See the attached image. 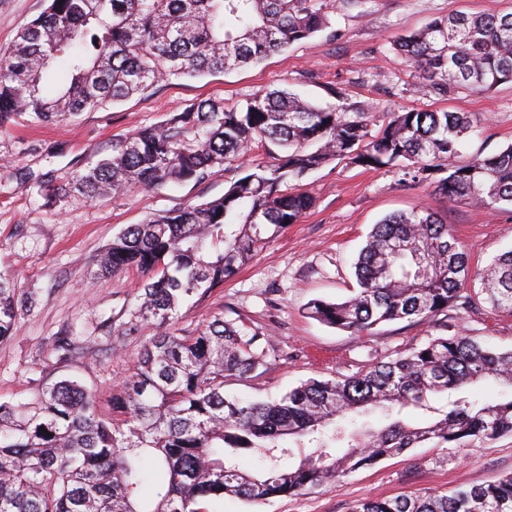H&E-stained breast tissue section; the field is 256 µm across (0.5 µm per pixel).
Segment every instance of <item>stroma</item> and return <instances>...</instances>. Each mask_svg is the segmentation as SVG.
Masks as SVG:
<instances>
[{
    "instance_id": "stroma-1",
    "label": "stroma",
    "mask_w": 512,
    "mask_h": 512,
    "mask_svg": "<svg viewBox=\"0 0 512 512\" xmlns=\"http://www.w3.org/2000/svg\"><path fill=\"white\" fill-rule=\"evenodd\" d=\"M44 0H0V48L42 11ZM512 0H368L342 10L333 29L296 43L259 65L201 79L160 83L143 95L85 112L65 123L0 128V272L14 274L23 308L14 335L0 342V399L28 396L36 384L80 379L100 410L132 373L158 327L141 320L132 335L135 295L143 280L130 270L99 276L94 256L130 224L224 193L237 173L217 168L203 182L130 188L90 200L48 198L51 186L111 154L112 143L157 126L185 104L237 100L259 91L288 89L325 104L328 87L340 88L354 112L367 113L377 132L386 112L448 110L475 114L477 126L464 155H490L512 144V82L491 89L459 90L440 101L418 92V71L396 50L398 36L433 17L506 14ZM298 187L314 201L224 285L194 298L183 320L192 328L215 318L243 320L265 336V361L247 378L227 380L226 394L247 401L272 400L310 379L349 376L422 347L443 331H461L487 346L512 348V314L485 303L449 309L431 320L396 321L354 336L311 318L316 299L340 301L355 284L352 262L374 224L384 216L427 207L446 217L466 251L474 278L490 259L512 249V210L492 212L450 199L433 184L404 180L399 170L367 171L334 161L302 178ZM84 340L73 361L61 364L57 336ZM512 473V437L465 448H412L374 468L349 474L303 494L256 505L225 499L219 512H350L361 500L425 492L445 493L463 484L494 482Z\"/></svg>"
}]
</instances>
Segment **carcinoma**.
I'll use <instances>...</instances> for the list:
<instances>
[{
  "mask_svg": "<svg viewBox=\"0 0 512 512\" xmlns=\"http://www.w3.org/2000/svg\"><path fill=\"white\" fill-rule=\"evenodd\" d=\"M43 12L0 53V126L13 118L59 123L162 82L222 74L258 63L330 25L336 5L364 0H46ZM397 50L419 69L422 87L446 100L461 89L512 82V13L432 19ZM60 67L68 81L47 95ZM315 105L286 90L231 103L200 100L156 127L112 144V154L52 188L54 201L130 186L159 188L206 179L236 164L224 195L131 224L93 259L97 275L144 274L136 314L161 333L137 359L114 405L100 413L92 391L70 379L35 390L28 402H0V512H201L238 498L262 503L299 495L375 466L409 448H464L512 436V396L480 402L466 389L488 377L512 388V349L483 347L456 333L352 376L309 380L273 401L224 395L228 378L263 365L266 338L244 322L217 319L177 327L184 303L224 284L270 240L297 224L313 199L291 183L331 160L365 170L397 168L450 199L490 211L512 207V145L455 157L475 118L466 112H388L376 134L363 112ZM269 160L262 159V156ZM357 287L342 302L315 300L310 315L361 335L375 326L433 319L468 307V256L447 222L421 208L374 225L354 263ZM478 294L512 312V249L480 273ZM17 278L0 273V341L13 336ZM452 396L447 406L428 395ZM388 411L380 429H329L368 407ZM407 408L423 411L411 424ZM342 452H336V449ZM263 463L246 473L237 458ZM157 479L152 499L142 495ZM351 512H512V474L496 483L365 500Z\"/></svg>",
  "mask_w": 512,
  "mask_h": 512,
  "instance_id": "1",
  "label": "carcinoma"
}]
</instances>
